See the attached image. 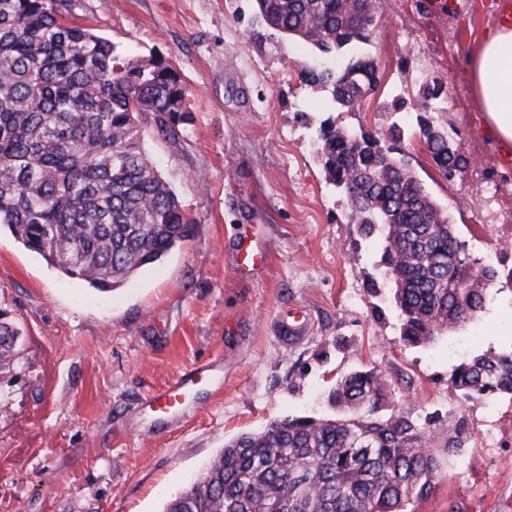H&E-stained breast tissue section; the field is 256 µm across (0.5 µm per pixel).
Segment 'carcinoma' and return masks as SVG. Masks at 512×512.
<instances>
[{"instance_id": "cac0c4a2", "label": "carcinoma", "mask_w": 512, "mask_h": 512, "mask_svg": "<svg viewBox=\"0 0 512 512\" xmlns=\"http://www.w3.org/2000/svg\"><path fill=\"white\" fill-rule=\"evenodd\" d=\"M257 18L287 37L334 55L367 40L347 0H255ZM331 87L350 111L374 88L378 70L354 56L333 71L305 72ZM185 92L163 62L133 64L112 43L75 21L70 0H0V226L67 276L110 291L188 237L193 221L141 147L138 114L156 112L173 133ZM420 142L446 178L448 133L428 112L416 116ZM331 119L319 128L331 183L348 184L385 146L371 132L345 140ZM404 172L368 186L384 209L366 214L385 226L381 262L392 272L403 337L426 343L486 308L490 288H465L473 261L453 226L438 224L434 199ZM467 399L512 396V347L489 350L450 374ZM373 368L342 377L331 393L353 414L284 417L228 441L163 512H412L444 462L461 456L465 421H448L434 441L404 412L385 418L393 397Z\"/></svg>"}]
</instances>
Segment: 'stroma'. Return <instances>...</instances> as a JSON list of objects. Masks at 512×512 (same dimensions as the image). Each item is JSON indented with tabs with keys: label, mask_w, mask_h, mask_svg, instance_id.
I'll use <instances>...</instances> for the list:
<instances>
[{
	"label": "stroma",
	"mask_w": 512,
	"mask_h": 512,
	"mask_svg": "<svg viewBox=\"0 0 512 512\" xmlns=\"http://www.w3.org/2000/svg\"><path fill=\"white\" fill-rule=\"evenodd\" d=\"M512 0H465L440 14L430 0H381L357 53L380 81L362 108L335 111L305 82L321 62L309 43L259 22L253 0H72L71 11L131 63L162 61L188 91L174 124H138L143 146L194 221L150 269L100 292L63 274L0 228V313L19 336L0 360V512H161L225 443L283 416L328 417L342 375L376 368L394 388L384 413L465 419L460 459L414 512H512V399H464L452 368L512 343V290L421 346L401 336L381 233L365 235L329 182L317 133L335 119L352 133L404 136L401 157L451 216L471 258L499 248L512 225V154L482 125L470 61ZM429 104L473 165L445 179L416 134ZM409 109L395 112V98ZM266 252L238 272L240 248ZM303 314L295 342L278 332ZM210 364L211 380L166 424L142 407L179 373Z\"/></svg>",
	"instance_id": "obj_1"
}]
</instances>
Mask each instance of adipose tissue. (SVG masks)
Segmentation results:
<instances>
[{
    "instance_id": "ef3b65f1",
    "label": "adipose tissue",
    "mask_w": 512,
    "mask_h": 512,
    "mask_svg": "<svg viewBox=\"0 0 512 512\" xmlns=\"http://www.w3.org/2000/svg\"><path fill=\"white\" fill-rule=\"evenodd\" d=\"M473 77L488 129L500 148H511L512 25L497 27L485 37L474 57Z\"/></svg>"
}]
</instances>
